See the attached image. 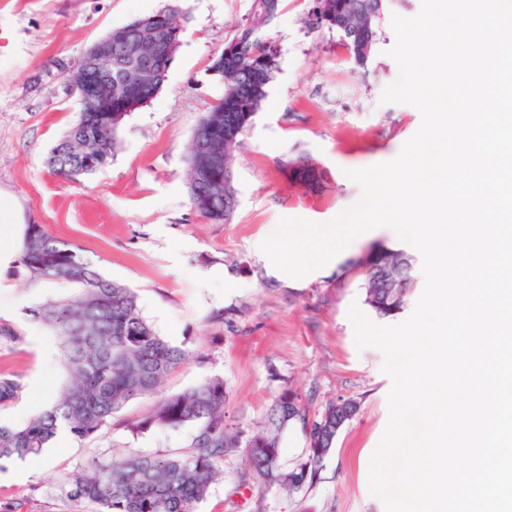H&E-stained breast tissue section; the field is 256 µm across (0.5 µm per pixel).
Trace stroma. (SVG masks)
<instances>
[{
    "mask_svg": "<svg viewBox=\"0 0 512 512\" xmlns=\"http://www.w3.org/2000/svg\"><path fill=\"white\" fill-rule=\"evenodd\" d=\"M170 5L179 7L184 33L162 86L125 117L110 164L82 182L63 180L48 157L77 117L68 80L84 52L110 30ZM311 7V0H281L260 29L280 51V70L238 139L237 204L230 223L217 224L191 205L189 148L200 118L224 94L212 61L250 22L253 0H0V203L10 206L14 223L12 237L0 243L7 255L0 320L24 336L0 344V374L21 376L24 385L19 399L0 407L1 424H23L66 382L54 337L30 315L66 289L48 283L31 291L19 263L26 225L40 224L131 288L158 335L189 351L164 394L223 378L224 419L249 432L284 389L296 391L305 415L281 435L284 467L305 460L309 427L329 402L357 401L314 483L293 492L244 487L238 450L226 456L200 512H385L364 472L388 422L391 381L379 350L357 349L348 311L365 303L354 261L369 248L401 244L381 230L305 285L271 276L254 245L281 218L327 223L355 206L361 189L349 171L394 159L418 131L416 107L380 97L399 73L388 54L396 41L390 17L417 15L421 0H392L363 67L335 31L309 28ZM299 160L323 170L321 189L291 179L286 164ZM155 403L131 400L92 437L0 462V512H75L56 480L94 457L186 452L191 427L145 426Z\"/></svg>",
    "mask_w": 512,
    "mask_h": 512,
    "instance_id": "stroma-1",
    "label": "stroma"
}]
</instances>
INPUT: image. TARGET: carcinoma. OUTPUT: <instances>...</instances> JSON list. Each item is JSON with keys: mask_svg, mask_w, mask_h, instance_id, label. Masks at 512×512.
Masks as SVG:
<instances>
[{"mask_svg": "<svg viewBox=\"0 0 512 512\" xmlns=\"http://www.w3.org/2000/svg\"><path fill=\"white\" fill-rule=\"evenodd\" d=\"M279 2L254 0V24L241 29L232 41L238 50L221 52L211 65L224 84V96L241 102V111L226 115L224 100H219L204 113L192 137L189 198L203 218L215 223L232 218L236 206L232 152L261 109L278 70V49L258 34V25L277 14ZM387 2L322 0L321 14L309 20V27L336 30L355 64L361 66L359 48L368 41L370 49H375ZM366 12L374 15L368 32L360 28ZM183 32L176 6L112 29V88L120 86L132 68L160 71L166 65V50L182 39ZM258 64L266 67L268 82L255 86L250 71ZM123 120L122 116L109 120L107 113L82 105L76 121L51 149L49 164L74 183L96 173L112 160ZM288 169L293 178L313 188L320 183L321 174L309 163L290 162ZM20 264L32 288L45 280L75 287V295L51 299L31 310V316L55 336L67 382L57 401L36 411L24 424H0V460H22L40 453L61 429L86 439L130 400L155 396L157 404L144 424L192 427L191 453L133 455L118 462L93 459L60 479L63 498L90 505L88 512H198L212 482L223 472L224 456L238 448L244 449L248 479L267 489L301 488L293 475L305 469L306 482L313 483L337 432L311 436L306 459L291 469L283 468L279 436L302 416L297 392L283 390L259 429L247 434L229 428L224 425L226 389L221 378L178 394L160 395L166 378L185 361L186 351L156 333L130 288L104 276L80 249L52 237L40 224L26 225ZM372 264L375 272L364 276L365 303L381 315H393L402 309L412 283V257L382 248ZM385 274L393 275L400 287H385ZM22 391L20 377H0V405L15 401Z\"/></svg>", "mask_w": 512, "mask_h": 512, "instance_id": "obj_1", "label": "carcinoma"}]
</instances>
